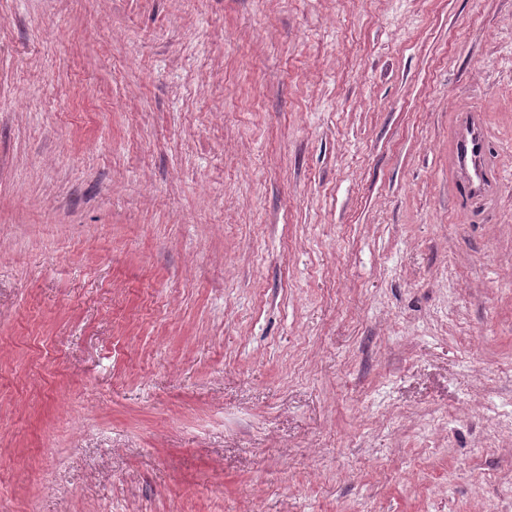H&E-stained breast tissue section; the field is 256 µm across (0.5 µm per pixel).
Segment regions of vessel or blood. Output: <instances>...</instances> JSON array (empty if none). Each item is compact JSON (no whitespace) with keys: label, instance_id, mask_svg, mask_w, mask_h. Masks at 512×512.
Here are the masks:
<instances>
[{"label":"vessel or blood","instance_id":"vessel-or-blood-1","mask_svg":"<svg viewBox=\"0 0 512 512\" xmlns=\"http://www.w3.org/2000/svg\"><path fill=\"white\" fill-rule=\"evenodd\" d=\"M490 138L482 110L459 109L448 142V176L464 180L472 197L486 204L493 202L500 178L487 154Z\"/></svg>","mask_w":512,"mask_h":512}]
</instances>
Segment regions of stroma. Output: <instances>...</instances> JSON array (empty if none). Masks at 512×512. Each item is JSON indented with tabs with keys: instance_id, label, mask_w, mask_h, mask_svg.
<instances>
[{
	"instance_id": "stroma-1",
	"label": "stroma",
	"mask_w": 512,
	"mask_h": 512,
	"mask_svg": "<svg viewBox=\"0 0 512 512\" xmlns=\"http://www.w3.org/2000/svg\"><path fill=\"white\" fill-rule=\"evenodd\" d=\"M0 512H512V0H0ZM456 112L448 141V177L463 179L474 199L492 203L500 175L487 154L491 133L484 112L472 108Z\"/></svg>"
}]
</instances>
